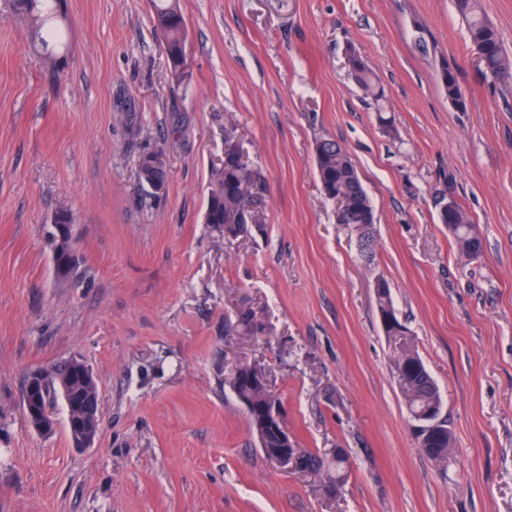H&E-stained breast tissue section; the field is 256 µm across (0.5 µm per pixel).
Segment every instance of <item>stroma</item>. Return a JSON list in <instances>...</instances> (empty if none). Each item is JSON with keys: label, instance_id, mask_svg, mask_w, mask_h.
<instances>
[{"label": "stroma", "instance_id": "1", "mask_svg": "<svg viewBox=\"0 0 512 512\" xmlns=\"http://www.w3.org/2000/svg\"><path fill=\"white\" fill-rule=\"evenodd\" d=\"M190 73L171 82L150 0H65L51 77L0 0V512H512V84L478 70L453 0H178ZM356 48L384 90L348 74ZM452 67L460 112L440 80ZM265 185V222L207 223L227 138ZM343 145L373 206L374 249L336 221L316 146ZM162 153L161 190L139 162ZM449 194L477 225L461 253ZM77 264L55 271L54 218ZM435 378L454 435L418 448L375 282ZM265 336L233 334L239 308ZM77 358L102 429L42 435L27 373ZM266 373L298 447L344 449L349 480L278 469L225 385ZM445 196L446 194H443L441 199H445ZM453 207L454 199L451 197L446 198L441 205V209L444 211L451 210ZM438 220L440 224H450L454 227L453 230L448 227V230L453 233L463 254H476L477 256L480 253L482 246L481 238L476 232L471 218L461 204L456 202V209L451 212L441 213L439 211ZM452 443L453 435L448 428V424H446L440 433L428 439L426 443L419 448H423V451L424 448H429L425 453L427 457L438 462H445L448 459V448L452 447Z\"/></svg>", "mask_w": 512, "mask_h": 512}]
</instances>
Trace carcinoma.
I'll return each mask as SVG.
<instances>
[{
  "instance_id": "1",
  "label": "carcinoma",
  "mask_w": 512,
  "mask_h": 512,
  "mask_svg": "<svg viewBox=\"0 0 512 512\" xmlns=\"http://www.w3.org/2000/svg\"><path fill=\"white\" fill-rule=\"evenodd\" d=\"M153 23L163 38L169 76L177 84L189 75L186 54L187 29L176 0H151ZM14 10L27 18L38 47H51L54 54L46 56L51 73L59 72L64 60L65 44L59 22L58 0H13ZM456 8L467 24L471 49L484 75L500 82H512V57L504 50L494 26L484 17L479 0H456ZM347 66L360 89L372 100L382 99V91L361 56L350 48L346 52ZM317 173L324 192L332 191L345 202V208L336 214L339 224L354 225L365 245L372 241L371 226L375 224L373 207L348 151L333 139L322 140L316 148ZM263 182L260 174L249 165L237 160L216 170L214 185L208 201L209 223L224 226V236L229 239L250 234L252 227L264 223L262 206ZM442 224L453 226L452 233L462 253L477 255L481 251V238L471 218L461 204L451 212L438 213ZM379 313L391 317L397 329L385 331L392 350L395 375L410 415L434 411L442 405L439 388L419 356L405 325L398 319L392 306L390 290L385 281L375 290ZM237 327L249 335L259 336L266 327L255 319L248 309L237 313ZM239 399H247L261 407L271 396V390L252 387L237 368L225 377ZM453 435L448 427L428 439L424 447L426 456L445 462ZM305 470L324 476L328 487H341L348 473L343 450H336L332 457H323L304 450Z\"/></svg>"
}]
</instances>
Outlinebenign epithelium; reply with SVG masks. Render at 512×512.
Wrapping results in <instances>:
<instances>
[{"instance_id":"benign-epithelium-1","label":"benign epithelium","mask_w":512,"mask_h":512,"mask_svg":"<svg viewBox=\"0 0 512 512\" xmlns=\"http://www.w3.org/2000/svg\"><path fill=\"white\" fill-rule=\"evenodd\" d=\"M55 266L59 277L66 278L70 274L74 260L73 255L55 249ZM72 366L81 369L82 377L88 384L82 401L78 405L67 408V426L72 445L76 448L91 447L101 426L99 410V394L96 378L92 370L79 359H67L55 363L46 369H34L26 377L23 395V410L31 428L40 434H49L55 426L51 404L56 394L63 399L70 397L69 377L64 374L56 384H51V378L56 372ZM442 416L436 412L421 415L413 420L414 433L429 435L440 429ZM263 438L273 433L276 436V447L266 449L268 459L280 468L290 471L302 470V450L297 448L288 431L283 411L277 401L269 402L264 417L258 427Z\"/></svg>"}]
</instances>
